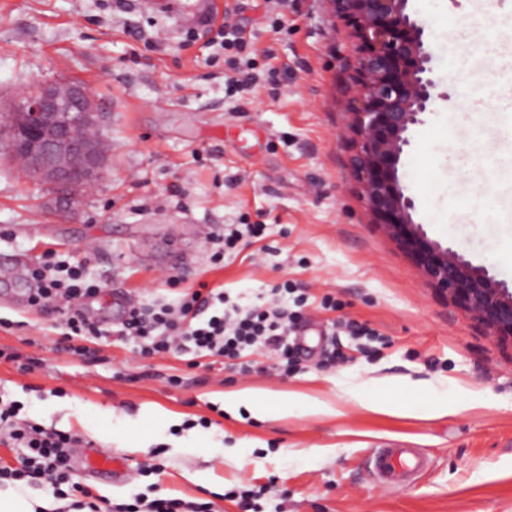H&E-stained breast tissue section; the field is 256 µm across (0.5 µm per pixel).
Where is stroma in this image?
Masks as SVG:
<instances>
[{
	"label": "stroma",
	"mask_w": 512,
	"mask_h": 512,
	"mask_svg": "<svg viewBox=\"0 0 512 512\" xmlns=\"http://www.w3.org/2000/svg\"><path fill=\"white\" fill-rule=\"evenodd\" d=\"M245 36L243 49L210 61L184 47L172 18L132 0H0V112L37 81L76 80L103 109L112 145L97 187L77 195L67 218L50 188L27 181L0 148V268L33 264L53 249L87 262L105 284L96 307L109 321L120 298L148 301L199 283L255 295L281 283L307 294L300 327L309 351L282 378L273 354H255L246 376L222 364L142 359L113 341L98 360L58 351L53 312L30 310L24 274L0 277V346L38 359L30 373L0 361V395L23 403L47 427L83 435L132 466L159 475L115 483L86 480L92 493L126 500L161 493L214 500L241 512L231 490L265 488L261 512H512V345L487 335L431 288L421 270L371 217L349 168L346 82L351 41L332 26L326 0H215ZM424 27L435 102L410 133L398 176L429 238L463 253L512 288V157L496 149L512 122V6L507 0H408ZM144 35L133 41L132 32ZM254 84L227 89L237 69ZM481 128L489 151L467 164ZM481 183L502 212L487 223L468 191ZM260 224L224 267L202 251L207 228ZM336 298L335 310L320 306ZM348 317L385 338L371 353L338 327ZM335 353L332 362L326 353ZM187 379L171 387V368ZM363 384L412 414L363 409L347 393ZM250 389L271 405L301 392L324 411L267 419L245 408L217 415L228 391ZM209 428L183 429L188 419ZM395 443L431 460L417 481L378 485L373 449Z\"/></svg>",
	"instance_id": "35a3bbf8"
}]
</instances>
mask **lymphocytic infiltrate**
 Returning a JSON list of instances; mask_svg holds the SVG:
<instances>
[{
  "label": "lymphocytic infiltrate",
  "instance_id": "lymphocytic-infiltrate-1",
  "mask_svg": "<svg viewBox=\"0 0 512 512\" xmlns=\"http://www.w3.org/2000/svg\"><path fill=\"white\" fill-rule=\"evenodd\" d=\"M257 224H227L205 236V249L212 265L222 264L239 242L258 237ZM28 275L34 287L28 306L49 309L60 318L61 349L70 357L87 362L97 357L102 338L117 334L135 344L142 357H219L235 362L239 372H249L246 352L269 348L277 353L272 369L284 377L295 372L294 349L284 339L299 319L308 299L294 294L290 283H282L257 299L243 304L221 288L200 286L180 292L176 298H158L150 303L134 302L124 310L117 330L85 314L81 301L99 297L102 284L85 262L59 259L49 250ZM16 400L0 399V444L22 449L19 466L0 467V488L24 484L42 487L51 495L50 512H213L209 502L169 495L138 494L130 500L91 501L90 489L77 481L70 451L84 444L82 435L42 426L22 417Z\"/></svg>",
  "mask_w": 512,
  "mask_h": 512
}]
</instances>
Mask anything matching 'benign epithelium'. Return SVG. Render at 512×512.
<instances>
[{
  "label": "benign epithelium",
  "mask_w": 512,
  "mask_h": 512,
  "mask_svg": "<svg viewBox=\"0 0 512 512\" xmlns=\"http://www.w3.org/2000/svg\"><path fill=\"white\" fill-rule=\"evenodd\" d=\"M333 24L350 28L355 64L348 132L351 172L372 216L396 239L439 295L462 308L501 342L512 343V291L483 267L428 237L414 223V202L397 165L412 127L424 122L434 100L423 26L406 12L408 0H327ZM8 146L28 161L26 179L51 186L56 210L68 214L75 189L94 186L105 153L86 135L101 126L102 110L80 82L36 83L11 107Z\"/></svg>",
  "instance_id": "obj_1"
}]
</instances>
